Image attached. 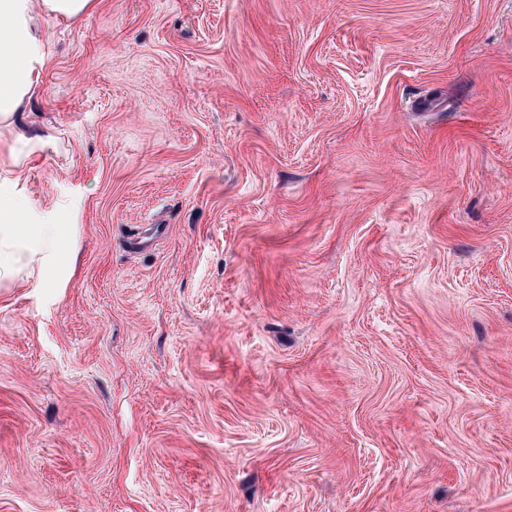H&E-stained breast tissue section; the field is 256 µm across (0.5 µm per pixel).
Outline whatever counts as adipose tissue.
<instances>
[{
    "label": "adipose tissue",
    "instance_id": "obj_1",
    "mask_svg": "<svg viewBox=\"0 0 512 512\" xmlns=\"http://www.w3.org/2000/svg\"><path fill=\"white\" fill-rule=\"evenodd\" d=\"M95 0H0V125L44 138L33 125L32 99L50 58L43 20L75 21ZM26 200L0 183V281L57 273L70 231L60 224H24Z\"/></svg>",
    "mask_w": 512,
    "mask_h": 512
}]
</instances>
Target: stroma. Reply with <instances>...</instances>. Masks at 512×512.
<instances>
[{"label": "stroma", "instance_id": "1", "mask_svg": "<svg viewBox=\"0 0 512 512\" xmlns=\"http://www.w3.org/2000/svg\"><path fill=\"white\" fill-rule=\"evenodd\" d=\"M44 28L0 512H512V0ZM27 210L26 200L0 183V281L37 273L40 278L58 272L70 241V230L62 224L19 222ZM15 216L21 224H15Z\"/></svg>", "mask_w": 512, "mask_h": 512}]
</instances>
